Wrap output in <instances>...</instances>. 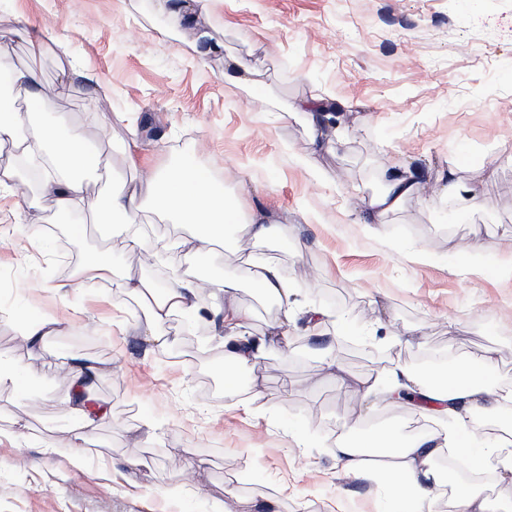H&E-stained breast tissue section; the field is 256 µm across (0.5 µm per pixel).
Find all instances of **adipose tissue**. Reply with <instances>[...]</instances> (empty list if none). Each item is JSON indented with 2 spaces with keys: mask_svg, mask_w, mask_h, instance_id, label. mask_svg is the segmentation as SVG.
<instances>
[{
  "mask_svg": "<svg viewBox=\"0 0 512 512\" xmlns=\"http://www.w3.org/2000/svg\"><path fill=\"white\" fill-rule=\"evenodd\" d=\"M18 94L26 97L33 113L49 111L53 105V98L42 88L37 73L16 67L6 45L1 43L0 145L7 143L25 155L48 158L50 168L44 187L59 214L89 210L99 223L111 225L113 234L120 236L131 251L142 246L138 216L147 210L172 224L194 225L193 250L199 256L207 255L230 225L246 242L255 243L269 235V225L242 221L239 202L227 194L223 183L188 162L163 173L132 170L113 183L105 198L89 199L83 177L97 169L98 159L86 149L82 131L43 120L23 127L12 108ZM424 187L419 171L406 165L391 166L385 173L382 192L359 204L366 223H378L406 197L421 193ZM240 267L239 276L212 283L213 298L208 302L200 298L199 282L175 272L162 289L130 275L115 277L112 255L107 251L95 253L77 277L85 283L108 280L116 291L140 296L146 318L138 334L149 349L166 347L172 318L201 321L221 338L225 365L238 369L261 359L273 347L276 337L287 336L288 326L297 314L293 290L275 261L246 251L240 257ZM247 284L275 300L281 309L282 317L270 334L247 330L249 314L235 303L237 292ZM494 357L490 350L481 360L460 361L426 376L398 365L387 367L381 378L389 384L390 397L418 395L420 402L441 419L442 428L407 440L378 433L340 438L334 450L338 465L372 488L389 489L394 512H436L444 495L450 498L452 512H490L481 490L452 488L451 477L437 462L452 449L465 455L474 467L494 466L501 479L512 480V443L482 438L475 426L477 418L496 413L505 400L490 385L487 368ZM62 366L73 391L67 403L73 422L67 448L71 459L79 460L85 453L89 429L105 416L90 396L99 367L86 357L66 359Z\"/></svg>",
  "mask_w": 512,
  "mask_h": 512,
  "instance_id": "adipose-tissue-1",
  "label": "adipose tissue"
}]
</instances>
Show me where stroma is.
<instances>
[{"instance_id":"1","label":"stroma","mask_w":512,"mask_h":512,"mask_svg":"<svg viewBox=\"0 0 512 512\" xmlns=\"http://www.w3.org/2000/svg\"><path fill=\"white\" fill-rule=\"evenodd\" d=\"M172 9L0 0V31L22 16L61 32L36 59L22 38L8 48L51 91L49 120L81 129L96 152L87 195L105 197L133 166L206 169L245 218L272 226L254 252L327 318L316 337L289 328L228 394L221 340L207 334L188 350L173 337L145 351L131 334L145 321L138 300L107 282L77 290L75 273L108 248L117 274L153 278L142 256L161 248L185 277L220 280L239 273L237 245L197 256L192 225L147 213L144 250L129 251L89 214L59 215L14 166L0 186V363L35 383L0 385V512H253L267 497L278 512H388L387 492L337 468V439L437 421L409 401L364 408L361 386L393 364L426 373L493 347L494 382L512 388V0H207L188 21ZM232 59L250 86L230 82ZM318 93L334 98L342 133L316 150L292 106ZM403 162L432 180L482 170L479 203L429 187L362 223L359 199ZM30 224L43 226L40 241ZM42 314L58 330L28 349L13 319ZM320 341L347 385L322 368ZM74 354L97 360L95 398L110 410L79 464L40 450L69 435L58 370ZM256 389L259 414L248 409ZM147 422L155 431L143 432Z\"/></svg>"}]
</instances>
